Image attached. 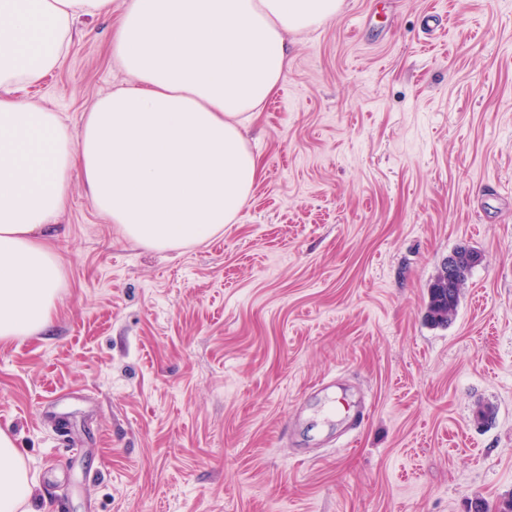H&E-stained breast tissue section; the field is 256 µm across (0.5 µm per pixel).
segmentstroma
Masks as SVG:
<instances>
[{
  "label": "stroma",
  "mask_w": 512,
  "mask_h": 512,
  "mask_svg": "<svg viewBox=\"0 0 512 512\" xmlns=\"http://www.w3.org/2000/svg\"><path fill=\"white\" fill-rule=\"evenodd\" d=\"M119 11L28 91L131 84ZM261 176L204 243L127 242L73 179L49 325L0 341L44 512H469L512 496V0H344L288 36ZM482 259L445 327L428 285ZM495 414L478 426V406Z\"/></svg>",
  "instance_id": "35a3bbf8"
}]
</instances>
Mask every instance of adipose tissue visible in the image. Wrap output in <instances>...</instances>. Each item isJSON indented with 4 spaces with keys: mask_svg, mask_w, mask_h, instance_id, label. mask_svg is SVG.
<instances>
[{
    "mask_svg": "<svg viewBox=\"0 0 512 512\" xmlns=\"http://www.w3.org/2000/svg\"><path fill=\"white\" fill-rule=\"evenodd\" d=\"M113 0H0V340L50 322L64 286L55 219L73 176L134 244L168 251L235 223L259 177L244 131L288 69L286 36L343 0H127L112 49L134 83L100 96L79 132L29 102L76 21ZM36 479L0 430V512H31Z\"/></svg>",
    "mask_w": 512,
    "mask_h": 512,
    "instance_id": "obj_1",
    "label": "adipose tissue"
}]
</instances>
